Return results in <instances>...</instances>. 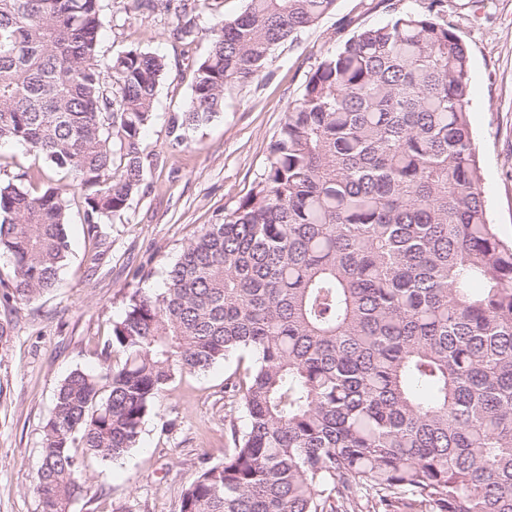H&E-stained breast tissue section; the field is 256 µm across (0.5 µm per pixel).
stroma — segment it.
<instances>
[{
  "mask_svg": "<svg viewBox=\"0 0 512 512\" xmlns=\"http://www.w3.org/2000/svg\"><path fill=\"white\" fill-rule=\"evenodd\" d=\"M100 50L110 57L131 49L163 56L169 72L157 92L155 117L144 129L145 176L121 221L88 238L83 199L72 190L67 232L69 261L57 288L18 309L0 300V318L14 325L0 342V512H40L33 490L41 461L42 425L53 396L73 370L98 368V352L135 290L162 287L167 267L203 225L246 195L261 172L266 148L311 69L355 32L387 23L394 9L422 11L425 0H337L335 9L294 43L277 47L250 85L233 89L224 110L177 142L171 121L190 95L193 65L209 47L214 14L237 15L246 0H218L215 11L184 16L169 8L130 15L127 0H110ZM442 16L470 54L469 119L479 146L482 188L499 237L512 242V0H442ZM193 19L191 43L174 31ZM235 361L184 377L142 426L141 441L118 462L87 461L96 477L70 512H179L185 485L202 461L223 460L241 412L224 405V380Z\"/></svg>",
  "mask_w": 512,
  "mask_h": 512,
  "instance_id": "obj_1",
  "label": "stroma"
}]
</instances>
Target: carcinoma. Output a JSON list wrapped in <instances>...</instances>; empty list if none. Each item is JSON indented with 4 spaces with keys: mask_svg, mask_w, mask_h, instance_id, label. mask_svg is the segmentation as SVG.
I'll return each instance as SVG.
<instances>
[{
    "mask_svg": "<svg viewBox=\"0 0 512 512\" xmlns=\"http://www.w3.org/2000/svg\"><path fill=\"white\" fill-rule=\"evenodd\" d=\"M394 12L325 55L288 106L250 191L203 226L159 292H133L99 352L57 389L43 427L41 512H70L121 459L176 380L224 381V460L180 512H512V245L488 219L469 122L466 44L440 16ZM336 0H248L209 27L177 126L223 111L272 50ZM107 0H0V144L72 179L0 181L5 302L57 288L68 194L86 233L140 189L141 134L165 59L99 42Z\"/></svg>",
    "mask_w": 512,
    "mask_h": 512,
    "instance_id": "carcinoma-1",
    "label": "carcinoma"
}]
</instances>
